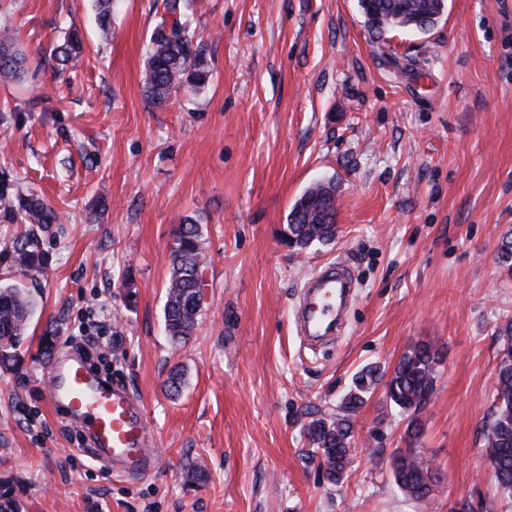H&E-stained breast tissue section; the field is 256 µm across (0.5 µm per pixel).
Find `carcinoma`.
Segmentation results:
<instances>
[{"label":"carcinoma","instance_id":"cac0c4a2","mask_svg":"<svg viewBox=\"0 0 512 512\" xmlns=\"http://www.w3.org/2000/svg\"><path fill=\"white\" fill-rule=\"evenodd\" d=\"M171 24H161L151 36V49L144 72V88L150 104L166 105L172 96L188 89H200L209 80L210 70L202 43L186 34L185 5L181 0H163ZM367 31L376 39L392 28L425 33L443 14L445 0H358ZM83 52L78 33H71L56 46L54 55L61 65L74 62ZM25 59L16 49L12 31H0V75L16 77L24 71ZM0 205L11 218L26 224H54L58 214L39 194L19 186L0 187ZM336 236V187L333 181L318 182L296 200L288 215V244L303 249L314 243H328ZM15 261L32 267L40 260L39 241L33 232L13 246ZM203 261L201 233L197 220L183 218L177 225L170 253V278L164 305V329L174 343H186L194 333L202 309L191 304L198 268ZM35 305L31 296L13 284L0 283V365L15 361L12 349L27 335ZM503 347L495 373L493 410L484 427L490 460L498 484L512 492V325L501 331ZM439 353L430 343L416 346L405 354L385 382L390 402L407 420L408 447L392 456L390 467L398 489L419 501L430 500L436 476L431 465L420 457L414 442L422 435L420 412L433 393ZM383 373L377 366L357 372L342 399L340 412L329 418L309 421L305 435L319 455V468L327 478L338 482L348 463L353 433V413L365 403Z\"/></svg>","mask_w":512,"mask_h":512}]
</instances>
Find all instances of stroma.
Returning <instances> with one entry per match:
<instances>
[{
  "mask_svg": "<svg viewBox=\"0 0 512 512\" xmlns=\"http://www.w3.org/2000/svg\"><path fill=\"white\" fill-rule=\"evenodd\" d=\"M161 2L117 0L105 33L94 0H0L27 57L19 79L0 76V184L22 182L60 216L25 271L12 248L25 227L0 210V279L36 305L16 362L0 367V484L21 512H512L483 434L512 323L499 250L512 234V0H447L429 33L378 41L357 0H194L187 33L211 78L156 108L142 75ZM72 28L84 52L61 73L49 53ZM330 178L335 239L289 247L294 202ZM188 216L207 290L177 346L163 308ZM339 259L357 300L336 346L314 352L293 305ZM100 304L120 338L112 378L155 431L150 475L78 453L49 403L50 364ZM428 342L440 362L416 448L437 476L430 501L394 483L406 421L380 384L353 418L343 478L327 480L304 425L333 415L362 368L392 372Z\"/></svg>",
  "mask_w": 512,
  "mask_h": 512,
  "instance_id": "1",
  "label": "stroma"
}]
</instances>
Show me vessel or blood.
<instances>
[{
  "label": "vessel or blood",
  "mask_w": 512,
  "mask_h": 512,
  "mask_svg": "<svg viewBox=\"0 0 512 512\" xmlns=\"http://www.w3.org/2000/svg\"><path fill=\"white\" fill-rule=\"evenodd\" d=\"M353 282L342 264L330 263L309 282V300L302 311L307 336L335 334ZM49 401L75 418L87 431L94 456L111 461L123 472H153L152 434L145 404L118 385H106L84 362L49 370Z\"/></svg>",
  "instance_id": "vessel-or-blood-1"
}]
</instances>
